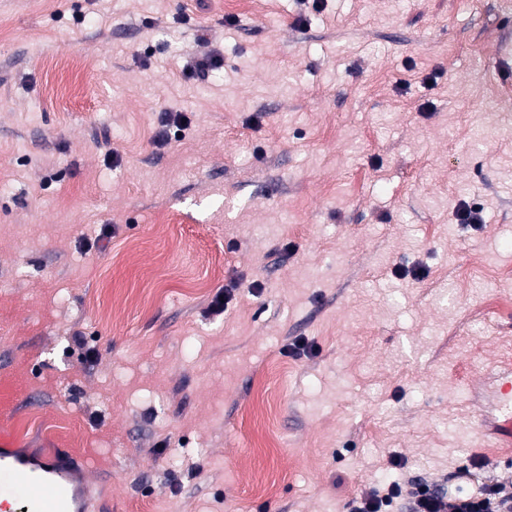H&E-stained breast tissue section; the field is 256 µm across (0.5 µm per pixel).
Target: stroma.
Listing matches in <instances>:
<instances>
[{
    "label": "stroma",
    "mask_w": 512,
    "mask_h": 512,
    "mask_svg": "<svg viewBox=\"0 0 512 512\" xmlns=\"http://www.w3.org/2000/svg\"><path fill=\"white\" fill-rule=\"evenodd\" d=\"M508 15L0 0V444L60 452L46 425L73 424L99 512L512 475L477 431L512 407L463 396L512 355ZM166 110L191 124L160 144Z\"/></svg>",
    "instance_id": "1"
}]
</instances>
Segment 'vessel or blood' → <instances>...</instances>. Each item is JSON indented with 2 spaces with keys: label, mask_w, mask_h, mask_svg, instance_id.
I'll return each instance as SVG.
<instances>
[{
  "label": "vessel or blood",
  "mask_w": 512,
  "mask_h": 512,
  "mask_svg": "<svg viewBox=\"0 0 512 512\" xmlns=\"http://www.w3.org/2000/svg\"><path fill=\"white\" fill-rule=\"evenodd\" d=\"M93 500L53 454L31 462L0 448V512H92Z\"/></svg>",
  "instance_id": "vessel-or-blood-1"
}]
</instances>
